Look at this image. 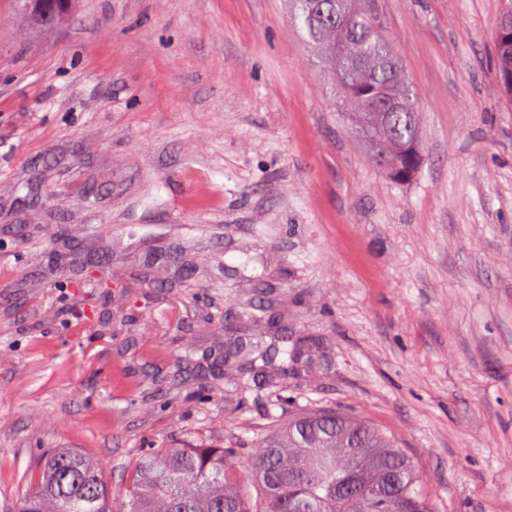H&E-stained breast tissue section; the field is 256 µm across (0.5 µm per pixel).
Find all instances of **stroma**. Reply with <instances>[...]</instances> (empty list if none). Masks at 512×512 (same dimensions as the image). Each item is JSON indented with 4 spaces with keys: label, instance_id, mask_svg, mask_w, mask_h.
<instances>
[{
    "label": "stroma",
    "instance_id": "35a3bbf8",
    "mask_svg": "<svg viewBox=\"0 0 512 512\" xmlns=\"http://www.w3.org/2000/svg\"><path fill=\"white\" fill-rule=\"evenodd\" d=\"M382 8L420 105L406 183L367 161L290 0H73L51 28L0 0V512L58 448L118 493L137 455L321 407L392 436L432 512H512L501 0ZM64 238L110 252L111 295L72 286ZM277 324L315 344L275 387L204 374Z\"/></svg>",
    "mask_w": 512,
    "mask_h": 512
}]
</instances>
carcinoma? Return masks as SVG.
Returning <instances> with one entry per match:
<instances>
[{
    "mask_svg": "<svg viewBox=\"0 0 512 512\" xmlns=\"http://www.w3.org/2000/svg\"><path fill=\"white\" fill-rule=\"evenodd\" d=\"M294 21L326 65L332 90L346 99L369 162L397 183L421 160L419 104L407 81L381 0H292ZM495 66L512 104V47L496 44ZM288 331L271 342L243 336L224 349V364L245 356L224 387L239 394L274 365L299 360ZM262 364H257V361ZM251 483L229 460L234 448H157L136 458L115 497L97 462L75 449L43 461L18 512H430L420 476L392 437L335 408L302 412L276 424L246 449Z\"/></svg>",
    "mask_w": 512,
    "mask_h": 512,
    "instance_id": "obj_1",
    "label": "carcinoma"
}]
</instances>
